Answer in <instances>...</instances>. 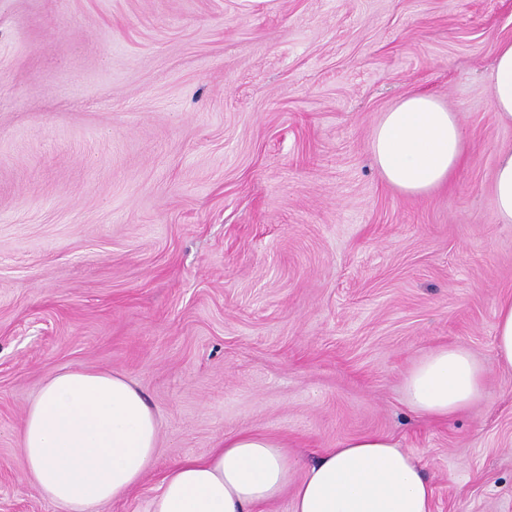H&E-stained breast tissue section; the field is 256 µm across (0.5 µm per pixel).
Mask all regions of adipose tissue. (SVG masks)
Instances as JSON below:
<instances>
[{"label":"adipose tissue","mask_w":512,"mask_h":512,"mask_svg":"<svg viewBox=\"0 0 512 512\" xmlns=\"http://www.w3.org/2000/svg\"><path fill=\"white\" fill-rule=\"evenodd\" d=\"M499 120L512 125V39L488 75ZM456 115L414 94L385 112L371 151L382 178L400 192L426 194L448 182L463 156ZM493 209L512 224V149L500 151ZM484 369L466 348L439 346L408 372L404 391L417 412L445 418L481 399ZM24 476L64 512H101L139 484L158 450V425L143 393L105 371L66 370L49 379L21 428ZM296 464L271 437L242 432L203 458L177 461L151 512H259L284 493L292 512H432L433 489L418 461L394 439H348L295 478Z\"/></svg>","instance_id":"ef3b65f1"}]
</instances>
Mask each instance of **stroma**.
I'll list each match as a JSON object with an SVG mask.
<instances>
[{"label": "stroma", "instance_id": "stroma-1", "mask_svg": "<svg viewBox=\"0 0 512 512\" xmlns=\"http://www.w3.org/2000/svg\"><path fill=\"white\" fill-rule=\"evenodd\" d=\"M506 38L512 0H0V512H62L24 480L20 431L65 369L126 377L157 416L153 466L103 512H150L175 461L241 432L304 464L387 434L432 512H512ZM415 93L465 133L420 196L370 151ZM441 344L485 395L432 420L403 380ZM488 81L499 120L512 125V39L500 43ZM493 209L500 224H512V149L498 154L493 178ZM494 339L497 360L504 367L512 368V297L496 305Z\"/></svg>", "mask_w": 512, "mask_h": 512}]
</instances>
